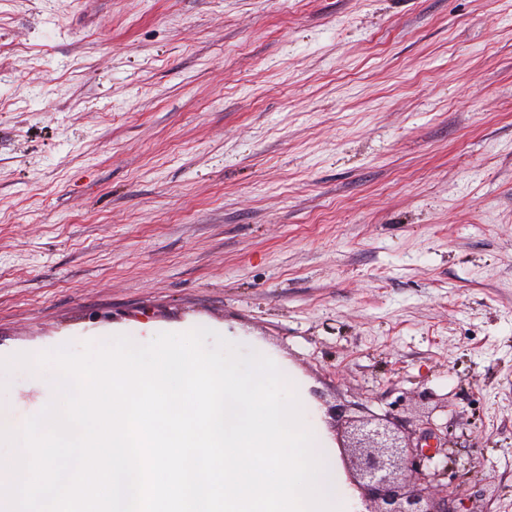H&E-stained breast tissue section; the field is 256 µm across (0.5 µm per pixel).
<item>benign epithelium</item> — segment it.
I'll return each mask as SVG.
<instances>
[{"label":"benign epithelium","instance_id":"obj_1","mask_svg":"<svg viewBox=\"0 0 512 512\" xmlns=\"http://www.w3.org/2000/svg\"><path fill=\"white\" fill-rule=\"evenodd\" d=\"M327 414L334 422L346 424L347 442L340 445L341 453L347 457L348 481L366 504L364 512H451L447 502L430 494V475L423 470L432 454L422 442L432 437V431H423L414 442L400 436L387 421L346 417L341 405L330 407ZM406 471L417 475V482L406 483Z\"/></svg>","mask_w":512,"mask_h":512}]
</instances>
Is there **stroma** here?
I'll list each match as a JSON object with an SVG mask.
<instances>
[{
  "instance_id": "obj_1",
  "label": "stroma",
  "mask_w": 512,
  "mask_h": 512,
  "mask_svg": "<svg viewBox=\"0 0 512 512\" xmlns=\"http://www.w3.org/2000/svg\"><path fill=\"white\" fill-rule=\"evenodd\" d=\"M198 328L512 512V0H0V361Z\"/></svg>"
}]
</instances>
